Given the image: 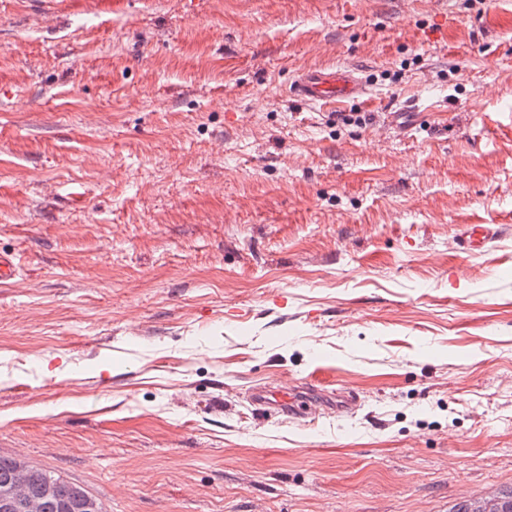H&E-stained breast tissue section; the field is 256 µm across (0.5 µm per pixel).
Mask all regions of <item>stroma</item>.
<instances>
[{"mask_svg": "<svg viewBox=\"0 0 512 512\" xmlns=\"http://www.w3.org/2000/svg\"><path fill=\"white\" fill-rule=\"evenodd\" d=\"M91 2L0 0V456L108 512L512 488V0ZM282 383L358 407L254 410ZM363 79L346 68H317L303 71L293 82V97L325 105L346 103L366 94ZM496 234L493 224H470L460 236V246L467 252L482 251Z\"/></svg>", "mask_w": 512, "mask_h": 512, "instance_id": "obj_1", "label": "stroma"}]
</instances>
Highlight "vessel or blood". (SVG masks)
<instances>
[{
	"label": "vessel or blood",
	"instance_id": "obj_1",
	"mask_svg": "<svg viewBox=\"0 0 512 512\" xmlns=\"http://www.w3.org/2000/svg\"><path fill=\"white\" fill-rule=\"evenodd\" d=\"M365 92V83L355 71L338 67L303 71L290 88L293 97L318 105L346 103L361 98ZM496 233L494 225L472 224L461 235L460 245L468 252L480 251ZM251 402L257 410L301 420L315 414L308 395L282 386L256 388Z\"/></svg>",
	"mask_w": 512,
	"mask_h": 512
}]
</instances>
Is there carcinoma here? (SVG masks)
<instances>
[{"mask_svg": "<svg viewBox=\"0 0 512 512\" xmlns=\"http://www.w3.org/2000/svg\"><path fill=\"white\" fill-rule=\"evenodd\" d=\"M0 456V486L18 485L40 501V512H105L102 501L84 486L41 467Z\"/></svg>", "mask_w": 512, "mask_h": 512, "instance_id": "1", "label": "carcinoma"}]
</instances>
